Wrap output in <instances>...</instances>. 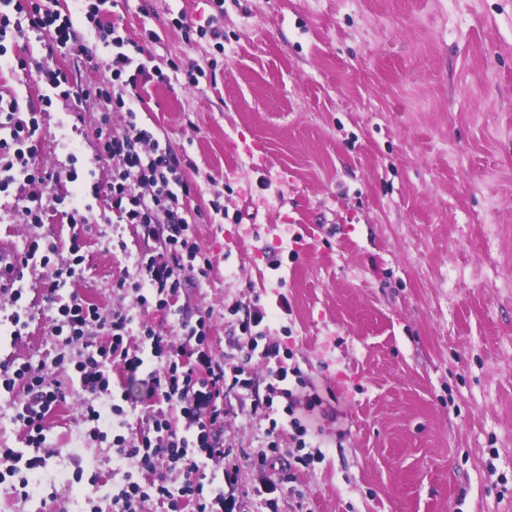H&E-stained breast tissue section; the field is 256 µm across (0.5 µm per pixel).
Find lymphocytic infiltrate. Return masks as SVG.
Segmentation results:
<instances>
[{
	"label": "lymphocytic infiltrate",
	"mask_w": 512,
	"mask_h": 512,
	"mask_svg": "<svg viewBox=\"0 0 512 512\" xmlns=\"http://www.w3.org/2000/svg\"><path fill=\"white\" fill-rule=\"evenodd\" d=\"M51 0H0V57L8 53L14 31L29 27L45 39L48 55L71 58L67 67L39 69L46 92L43 105L54 98L71 101L73 116L82 119L87 102L99 103L95 127L98 159L109 170L108 181L77 167L52 170L40 164L37 117L22 119L24 102L15 95H0V192L36 187L50 190L60 182L73 187L71 197H57L69 223L84 224L94 213L92 202L109 200L108 212L98 214L102 223L139 225L145 236L158 240L159 248L141 253L137 279L118 278V289L132 288L137 294L138 313L127 309H104L79 294L61 299L60 288L80 276L83 245L79 237L69 244L71 257L58 264L43 284L45 300L57 308L52 333L58 352L52 361H24L0 366V388L13 397V422L23 432L34 453L30 456L0 448V483L18 480L27 491L30 479L46 466L39 450L46 443L47 420L65 400L64 384L53 378L56 368L73 366L81 388L89 393L108 392L112 378L137 383L142 400L152 406V425L137 435H116L113 440L116 462L132 465L124 482L112 493V512H144L145 502H168L171 512H223L224 489L207 477L208 463L225 455L224 386H247L243 368L225 372L224 361L214 355L207 338L208 315L195 322H182L184 341L173 346L150 321V314L170 312L188 279L208 278L211 258L202 252L186 217L184 201L194 187L185 178L169 150L160 147L153 133L144 128L136 111L139 88L149 81H167L160 67H148L131 51L132 41L119 24L108 22L114 0H89L85 19L95 32L96 46H89L76 27L72 13L50 5ZM109 48L102 56L98 47ZM103 69L104 80L83 82L87 67ZM122 113L121 125L112 122L113 113ZM266 318L261 310L247 311L238 328L249 349L260 350L271 365L266 408L275 398H285L280 430H292L299 452L293 458L296 469L308 468L322 458L321 449L311 448L312 434L321 413L323 399L298 368L280 357L277 343L263 341L258 328ZM101 338L90 341L92 331ZM84 344L80 360H71L73 345Z\"/></svg>",
	"instance_id": "1"
}]
</instances>
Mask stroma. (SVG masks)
<instances>
[{
	"instance_id": "1",
	"label": "stroma",
	"mask_w": 512,
	"mask_h": 512,
	"mask_svg": "<svg viewBox=\"0 0 512 512\" xmlns=\"http://www.w3.org/2000/svg\"><path fill=\"white\" fill-rule=\"evenodd\" d=\"M216 10L118 0L110 15L140 61L180 67L141 87L140 120L196 187L188 211L213 269L168 323L209 312L213 353L261 392L265 364L234 311H266L267 338L338 399L324 459L299 472L290 434L265 460L270 413L226 392L233 512H512V0H224L219 45L197 33ZM70 110L37 106L42 161L101 170L97 105L78 124ZM254 138L266 169L226 150ZM283 168L293 182L276 181ZM82 237L83 276L62 295L134 307L113 282L152 241L134 224ZM47 273L28 274L35 319L19 343L0 335V363L56 355ZM88 400L112 396L71 391L48 421L46 469L25 496L0 484V512H110L122 478L111 440L79 422ZM79 467L99 478L94 500Z\"/></svg>"
}]
</instances>
